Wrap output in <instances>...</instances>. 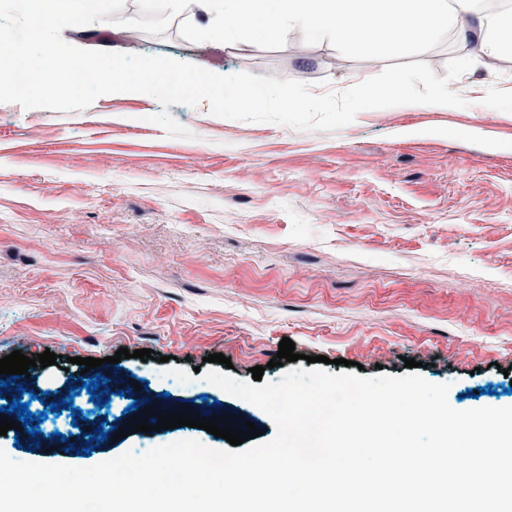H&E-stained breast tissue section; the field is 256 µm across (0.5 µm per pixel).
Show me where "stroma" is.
Listing matches in <instances>:
<instances>
[{
    "label": "stroma",
    "instance_id": "stroma-1",
    "mask_svg": "<svg viewBox=\"0 0 512 512\" xmlns=\"http://www.w3.org/2000/svg\"><path fill=\"white\" fill-rule=\"evenodd\" d=\"M206 14L184 11L153 36L109 22L63 29L92 50L191 61L340 93L384 67L426 62L445 76L467 55L454 38L375 53L299 29L208 40ZM142 93L104 94L60 112L0 103V358L58 354L24 388L57 393L81 381L74 357L104 359L112 414L161 393L183 410L276 427L257 407L200 379L213 353L232 377L279 381L307 359L363 374L450 383L465 410L512 406V105L484 112L401 105L359 113L335 132L170 106L191 138L169 136ZM296 363L270 367L282 338ZM152 357L108 363L119 349ZM182 439H225L186 426L127 437L89 454L45 451L22 431L0 448L25 462L91 467Z\"/></svg>",
    "mask_w": 512,
    "mask_h": 512
}]
</instances>
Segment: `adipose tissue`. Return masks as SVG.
Returning a JSON list of instances; mask_svg holds the SVG:
<instances>
[{"mask_svg":"<svg viewBox=\"0 0 512 512\" xmlns=\"http://www.w3.org/2000/svg\"><path fill=\"white\" fill-rule=\"evenodd\" d=\"M211 7L222 18L208 33L221 42L301 28L384 53L450 33L478 58L512 53V12H487L473 0H212Z\"/></svg>","mask_w":512,"mask_h":512,"instance_id":"ef3b65f1","label":"adipose tissue"}]
</instances>
